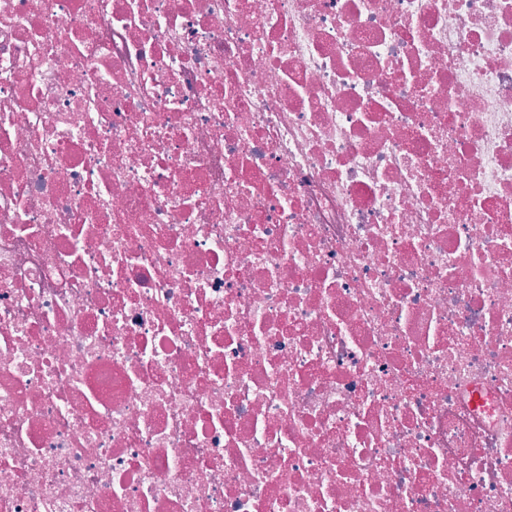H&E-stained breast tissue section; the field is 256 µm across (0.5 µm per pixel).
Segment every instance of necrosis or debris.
<instances>
[{"mask_svg": "<svg viewBox=\"0 0 512 512\" xmlns=\"http://www.w3.org/2000/svg\"><path fill=\"white\" fill-rule=\"evenodd\" d=\"M0 512H512V0H0Z\"/></svg>", "mask_w": 512, "mask_h": 512, "instance_id": "obj_1", "label": "necrosis or debris"}]
</instances>
